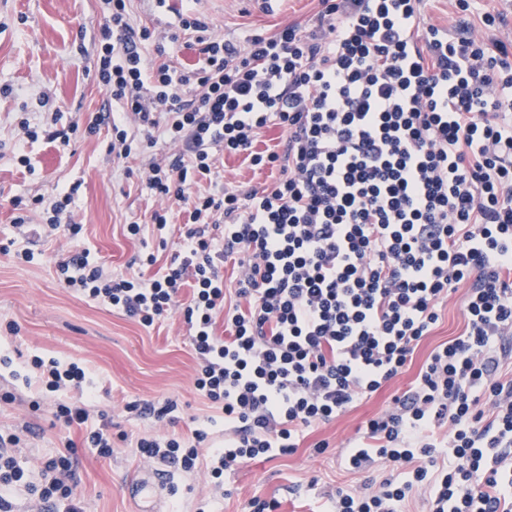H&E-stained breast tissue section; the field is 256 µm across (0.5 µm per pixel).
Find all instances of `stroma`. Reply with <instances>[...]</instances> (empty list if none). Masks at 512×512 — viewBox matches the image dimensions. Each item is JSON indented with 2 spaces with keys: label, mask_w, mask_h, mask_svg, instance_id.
I'll list each match as a JSON object with an SVG mask.
<instances>
[{
  "label": "stroma",
  "mask_w": 512,
  "mask_h": 512,
  "mask_svg": "<svg viewBox=\"0 0 512 512\" xmlns=\"http://www.w3.org/2000/svg\"><path fill=\"white\" fill-rule=\"evenodd\" d=\"M181 0H130L132 23L154 30L158 42L144 51L147 63L157 62V45L184 64L193 63L195 50L170 22ZM199 17L210 32L237 43L256 33L272 34L297 23L310 28L320 9L318 0H275L272 7L257 0H195ZM101 21L99 0H0V390L12 392L11 403L0 402V429L19 431L20 460L32 467L53 455L62 443L60 428L49 411H33L38 386H26L16 373H31L33 356L75 361L87 372L93 391L91 416L106 415L112 427V455L101 458L78 443L77 475L83 512H132L125 490L128 473L139 468L134 440L166 432L190 434L206 425L211 410L194 386L195 354L182 316L174 314L144 327L109 307L79 296L57 278L58 262L73 252L89 249L112 275L140 273L151 266L137 265L138 256L153 252L158 264L169 262L181 241L183 217L172 209L170 226L158 233L150 216L157 201L144 179L151 163L172 154L158 144L154 151L115 159L108 154L106 132L77 136L69 145L40 137L27 145L30 167H21L14 144L20 136L21 117L40 122L45 113L61 109L66 118L88 121L98 113L116 112L118 106L98 83L94 69L95 35ZM222 182L241 191L263 187L269 170L252 168L243 156L219 157ZM77 192L71 204L83 230L78 239L39 234L45 206L69 187ZM43 198V206L27 212L25 225L13 222L12 201ZM138 222L141 236L127 234ZM31 249L32 262L15 253ZM462 293L452 294L441 307L434 330L416 348L401 374L372 396L358 400L332 421L307 429L294 453L262 456L226 471L222 488L210 483L205 468L175 471L163 491L168 512H250L252 499L275 502L274 512H327L328 494L337 487L362 490L368 480L387 475L390 467L377 461L370 471L352 472L343 466L341 452L369 419L391 406L396 395L410 388L430 352L463 329ZM170 399L177 403L174 420H160L144 411V404ZM327 441L325 453L314 450Z\"/></svg>",
  "instance_id": "1"
}]
</instances>
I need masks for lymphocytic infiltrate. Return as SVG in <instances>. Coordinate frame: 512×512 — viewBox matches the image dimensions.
Returning a JSON list of instances; mask_svg holds the SVG:
<instances>
[{
    "instance_id": "f902f5d3",
    "label": "lymphocytic infiltrate",
    "mask_w": 512,
    "mask_h": 512,
    "mask_svg": "<svg viewBox=\"0 0 512 512\" xmlns=\"http://www.w3.org/2000/svg\"><path fill=\"white\" fill-rule=\"evenodd\" d=\"M448 2L452 32L426 21V0H319L316 30L289 25L241 45L208 35L188 7L178 27L194 38L195 62L148 67L152 30L131 23L126 0H101L94 67L121 114L83 128L110 124L120 158L178 146L150 166L145 187L181 203L186 231L164 266L147 256L157 267L147 278L109 275L86 249L57 270L67 287L145 327L182 310L195 387L224 417L213 478L293 453L305 429L396 378L437 325L440 302L460 291L463 331L342 452L347 470L380 458L391 474L337 489L334 512H402L416 493L429 512H512V378L499 372L512 331V53L493 36L502 14L484 12L480 36L473 0ZM272 125L287 133L282 150L255 151ZM222 152L275 176L247 192L199 193ZM31 365L48 392L84 388L77 363L35 356ZM53 416L111 455L107 423H91L83 401H57ZM207 438L202 429L144 436L136 450L190 472ZM19 442L0 432V512H15L21 488L50 512H81L75 443L42 461L36 484Z\"/></svg>"
}]
</instances>
